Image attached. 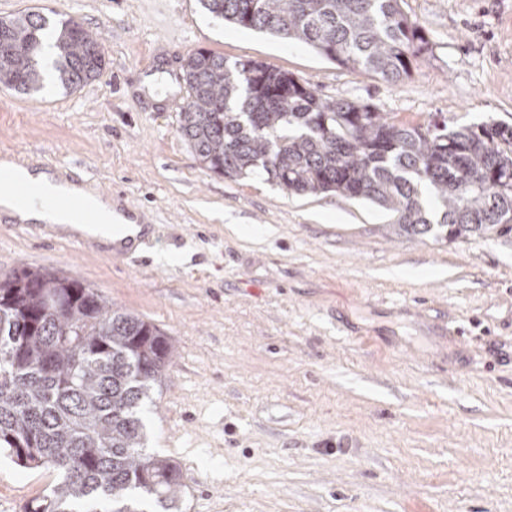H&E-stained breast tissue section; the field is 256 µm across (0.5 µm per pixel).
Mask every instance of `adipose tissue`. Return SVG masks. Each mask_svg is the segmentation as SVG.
<instances>
[{
	"label": "adipose tissue",
	"instance_id": "obj_1",
	"mask_svg": "<svg viewBox=\"0 0 512 512\" xmlns=\"http://www.w3.org/2000/svg\"><path fill=\"white\" fill-rule=\"evenodd\" d=\"M0 168L13 171L34 195H63L78 200V207L47 210L36 204L18 205L8 194L0 193V211L23 224H55L66 232H79L108 243L112 240V227L122 224L127 234H136L139 216H130L120 210L111 199L96 194L88 185L75 184L61 173H49L38 168H20L14 163L0 161Z\"/></svg>",
	"mask_w": 512,
	"mask_h": 512
}]
</instances>
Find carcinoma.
<instances>
[{"mask_svg":"<svg viewBox=\"0 0 512 512\" xmlns=\"http://www.w3.org/2000/svg\"><path fill=\"white\" fill-rule=\"evenodd\" d=\"M236 26L296 41L396 84L427 44L403 0H199ZM99 78L97 33L38 12L0 18V87ZM190 102L179 132L204 167L230 180L263 171L289 193L374 203L408 236L456 242L512 234V126L397 123L374 106L324 98L303 79L199 49L182 66ZM0 452L56 480L28 512H182L181 475L145 453L144 407L172 356L169 338L112 309L77 279L21 267L0 278Z\"/></svg>","mask_w":512,"mask_h":512,"instance_id":"carcinoma-1","label":"carcinoma"}]
</instances>
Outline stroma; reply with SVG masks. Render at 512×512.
Listing matches in <instances>:
<instances>
[{
    "label": "stroma",
    "instance_id": "obj_1",
    "mask_svg": "<svg viewBox=\"0 0 512 512\" xmlns=\"http://www.w3.org/2000/svg\"><path fill=\"white\" fill-rule=\"evenodd\" d=\"M427 44L392 85L213 18L198 0H0L96 32L102 76L0 89V155L110 189L153 225L147 258L79 252L0 214V275L46 268L168 336L149 453L184 512H512V235L397 234L390 212L207 170L179 133L204 48L417 125H512V0H404ZM0 455V512L53 483Z\"/></svg>",
    "mask_w": 512,
    "mask_h": 512
}]
</instances>
